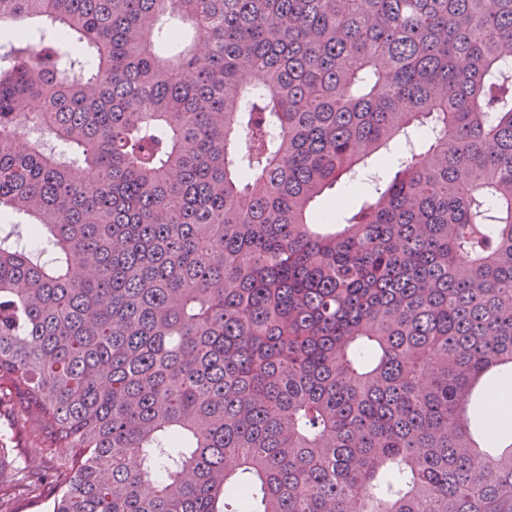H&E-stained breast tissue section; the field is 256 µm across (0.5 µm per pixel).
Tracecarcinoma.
<instances>
[{
  "instance_id": "cac0c4a2",
  "label": "carcinoma",
  "mask_w": 512,
  "mask_h": 512,
  "mask_svg": "<svg viewBox=\"0 0 512 512\" xmlns=\"http://www.w3.org/2000/svg\"><path fill=\"white\" fill-rule=\"evenodd\" d=\"M0 402L50 512H512V0H0ZM423 150L339 222L315 204ZM20 416L5 406L0 408V437L8 450V461L12 466L4 465L0 471L1 481H10L21 471L48 474L53 461L67 454L65 448H26L27 443L22 434Z\"/></svg>"
}]
</instances>
